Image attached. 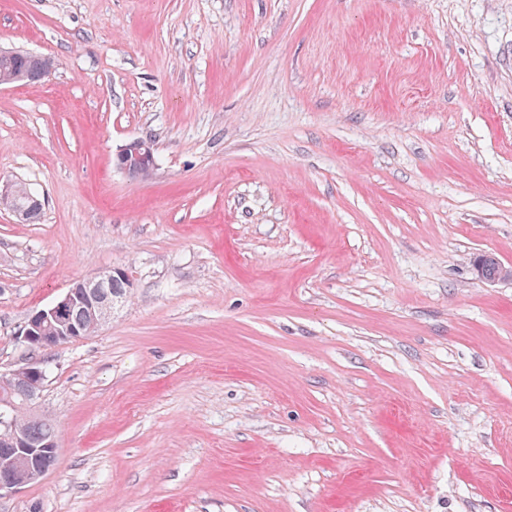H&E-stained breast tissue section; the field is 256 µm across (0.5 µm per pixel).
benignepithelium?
<instances>
[{
    "instance_id": "7a95c632",
    "label": "benign epithelium",
    "mask_w": 512,
    "mask_h": 512,
    "mask_svg": "<svg viewBox=\"0 0 512 512\" xmlns=\"http://www.w3.org/2000/svg\"><path fill=\"white\" fill-rule=\"evenodd\" d=\"M116 166L125 173L144 178L155 167L153 144L147 139H135L116 155ZM19 193L13 183L0 189V206L8 207L18 218L25 219V211L16 205ZM485 259L499 265L500 273L489 276L481 264H476L477 277L486 282L511 281L512 267L506 266L491 255ZM126 275L122 269L101 271L87 279L73 281L66 291L48 306L31 314L21 331V339L31 349L49 350L58 345L80 339L87 335L82 327L73 324L70 313L77 307H87L94 313V327L98 328L112 317L114 300L104 291L106 282L112 274ZM47 377V362L35 360L22 367L0 371V442L20 452L0 460V496L12 493L28 484V480L18 476L19 471L29 468L33 451L19 433L15 424L16 413L21 412L29 419H40L37 400ZM17 388L26 391L25 403L17 408L12 393ZM47 450L40 453L42 465L35 470V476L41 477L51 469V463L58 453V442L45 444Z\"/></svg>"
}]
</instances>
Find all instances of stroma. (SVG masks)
<instances>
[{
    "mask_svg": "<svg viewBox=\"0 0 512 512\" xmlns=\"http://www.w3.org/2000/svg\"><path fill=\"white\" fill-rule=\"evenodd\" d=\"M0 368L53 469L0 512H512V0H0ZM151 140L144 179L115 166ZM130 295L49 351L28 317ZM22 54L38 56L43 61V69L38 78H30V76L22 75L19 73H12L11 75H6L3 80L0 79V85H8L16 82H22L26 79L30 78L25 82L31 83L32 81H41L46 78L54 68V61L42 55H37L28 51L23 50H5L0 47V57L10 58V59H2L0 58V75L2 72H16L23 71L29 73H36L41 68L42 62L40 59L29 56H18ZM16 56V57H14ZM19 193L17 183L8 185L5 189H0V206L8 207L18 218L25 220V211L18 208L16 205V197ZM41 214V206L33 207L29 210L25 221L35 222L39 219ZM112 273L130 278L122 269H109L98 272L91 278L75 280L51 304L31 314L20 334L25 346L49 350L88 336V332L70 320V313L77 307L89 308L94 313V318L89 310H76L71 319L82 324L85 329H91V334L95 333V329L98 330L112 317V306L115 302L112 297L122 298L127 293V283L120 278H113ZM111 277L109 288H106V282ZM104 288L112 291V297L107 296Z\"/></svg>",
    "mask_w": 512,
    "mask_h": 512,
    "instance_id": "1",
    "label": "stroma"
}]
</instances>
